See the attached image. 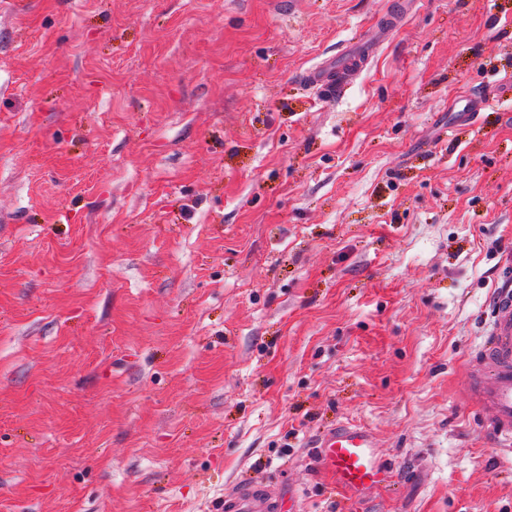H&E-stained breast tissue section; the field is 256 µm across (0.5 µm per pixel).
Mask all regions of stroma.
<instances>
[{
    "instance_id": "1",
    "label": "stroma",
    "mask_w": 512,
    "mask_h": 512,
    "mask_svg": "<svg viewBox=\"0 0 512 512\" xmlns=\"http://www.w3.org/2000/svg\"><path fill=\"white\" fill-rule=\"evenodd\" d=\"M511 277L512 0H0V512H512ZM491 319L483 346L467 369L463 389L469 400L492 414L491 434L512 446V289L505 283L491 297ZM316 448H319L317 465L337 494L351 496L390 486V472L367 429L351 424L336 425L320 438ZM226 512H279L277 495L268 488L242 484L229 492L224 499Z\"/></svg>"
}]
</instances>
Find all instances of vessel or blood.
<instances>
[{"label": "vessel or blood", "instance_id": "1", "mask_svg": "<svg viewBox=\"0 0 512 512\" xmlns=\"http://www.w3.org/2000/svg\"><path fill=\"white\" fill-rule=\"evenodd\" d=\"M491 319L485 339L467 369L463 389L474 405L491 413L497 444L512 446V287L499 288L490 300ZM318 467L331 489L349 496L387 487L390 472L365 428L339 424L318 442ZM226 512H280L277 495L268 488L242 484L224 499Z\"/></svg>", "mask_w": 512, "mask_h": 512}]
</instances>
